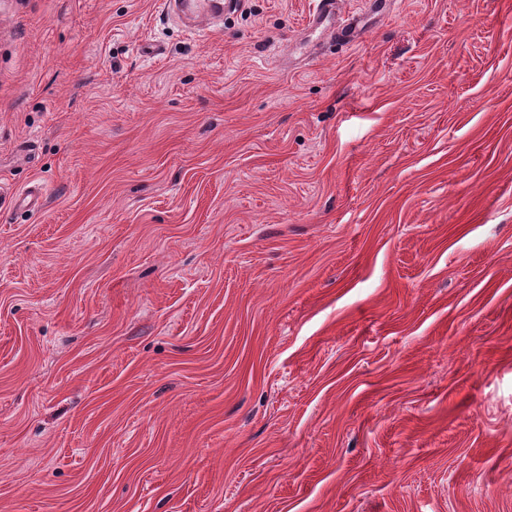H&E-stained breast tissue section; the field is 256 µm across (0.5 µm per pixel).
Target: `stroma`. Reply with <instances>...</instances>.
Masks as SVG:
<instances>
[{"label": "stroma", "instance_id": "obj_1", "mask_svg": "<svg viewBox=\"0 0 512 512\" xmlns=\"http://www.w3.org/2000/svg\"><path fill=\"white\" fill-rule=\"evenodd\" d=\"M0 0V512H512V0ZM233 0H165L163 4L168 8H171L178 15H182L186 12L192 14L193 18H195L198 25L206 24L209 20V17L216 18L215 10H220L221 12L226 9V7L233 3ZM219 5V7L217 6ZM386 0H363L364 8L358 14L348 16L342 21L341 0H314L308 25L316 30H332L349 43L357 42L363 27L362 18L373 14L375 7ZM341 20V21H340Z\"/></svg>", "mask_w": 512, "mask_h": 512}]
</instances>
